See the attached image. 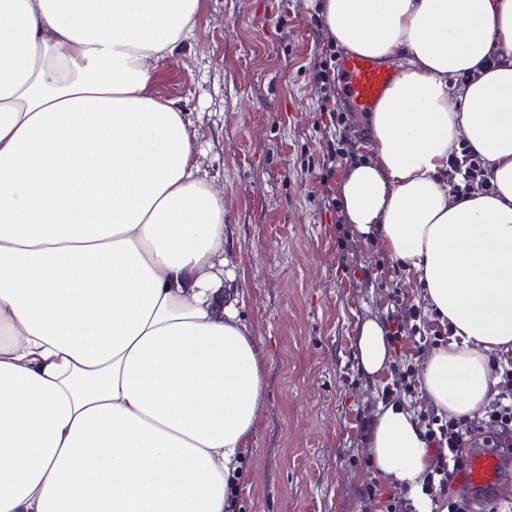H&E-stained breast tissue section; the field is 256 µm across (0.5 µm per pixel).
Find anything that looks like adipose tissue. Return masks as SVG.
<instances>
[{
	"label": "adipose tissue",
	"mask_w": 512,
	"mask_h": 512,
	"mask_svg": "<svg viewBox=\"0 0 512 512\" xmlns=\"http://www.w3.org/2000/svg\"><path fill=\"white\" fill-rule=\"evenodd\" d=\"M200 0H0V512H229L264 370L224 269V196L154 92ZM347 53L406 65L343 173L346 219L421 285L437 414L482 416L512 350V0H323ZM468 146L487 187L454 192ZM360 368H388L366 318ZM416 411L378 404L376 477L431 512Z\"/></svg>",
	"instance_id": "1"
}]
</instances>
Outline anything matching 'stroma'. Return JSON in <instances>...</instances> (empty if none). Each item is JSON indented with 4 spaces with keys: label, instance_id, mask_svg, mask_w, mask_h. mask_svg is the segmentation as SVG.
I'll list each match as a JSON object with an SVG mask.
<instances>
[{
    "label": "stroma",
    "instance_id": "1",
    "mask_svg": "<svg viewBox=\"0 0 512 512\" xmlns=\"http://www.w3.org/2000/svg\"><path fill=\"white\" fill-rule=\"evenodd\" d=\"M344 59L304 0H202L155 85L179 100L199 164L224 193L238 317L264 362L261 422L234 512H380L371 491L393 489L373 475L367 424L394 368L420 371L449 335L430 319L426 335L393 344V369L370 377L357 365L362 320L416 309L421 286L336 227L342 173L368 154L365 113L345 97ZM324 63L328 88L314 79Z\"/></svg>",
    "mask_w": 512,
    "mask_h": 512
}]
</instances>
